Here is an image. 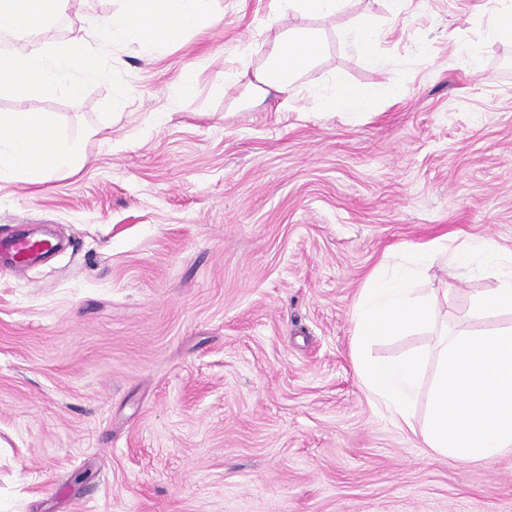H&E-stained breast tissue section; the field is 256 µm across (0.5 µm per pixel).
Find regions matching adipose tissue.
<instances>
[{
    "label": "adipose tissue",
    "instance_id": "1",
    "mask_svg": "<svg viewBox=\"0 0 512 512\" xmlns=\"http://www.w3.org/2000/svg\"><path fill=\"white\" fill-rule=\"evenodd\" d=\"M381 35L378 17L359 15L343 34L344 42L375 67L384 63L375 51ZM325 39L319 30L302 26L280 32L259 64L241 63L233 81L250 101L261 104L273 93L291 95L301 88L303 75L317 62ZM322 111L345 107L363 110L367 98L343 75H334L327 89H314ZM81 160L76 144L62 140L52 122L35 112L0 111V177L28 184L43 183L55 172H75Z\"/></svg>",
    "mask_w": 512,
    "mask_h": 512
}]
</instances>
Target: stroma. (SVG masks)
I'll return each mask as SVG.
<instances>
[{"label": "stroma", "instance_id": "stroma-1", "mask_svg": "<svg viewBox=\"0 0 512 512\" xmlns=\"http://www.w3.org/2000/svg\"><path fill=\"white\" fill-rule=\"evenodd\" d=\"M217 5L223 25L153 58L111 50L129 92L111 117L104 82L76 101L0 98L82 153L77 173L0 181V240L59 245L0 264V512H512V451L434 453L351 357L381 264L441 236L512 252V44L484 39L512 0H413L398 17L353 0L312 19L326 47L304 83L342 73L363 112L240 104L224 75L273 42L272 4ZM117 6L83 0L44 38ZM365 10L382 70L342 41ZM472 42L477 72L457 52ZM426 285L453 329L498 281L439 263Z\"/></svg>", "mask_w": 512, "mask_h": 512}]
</instances>
